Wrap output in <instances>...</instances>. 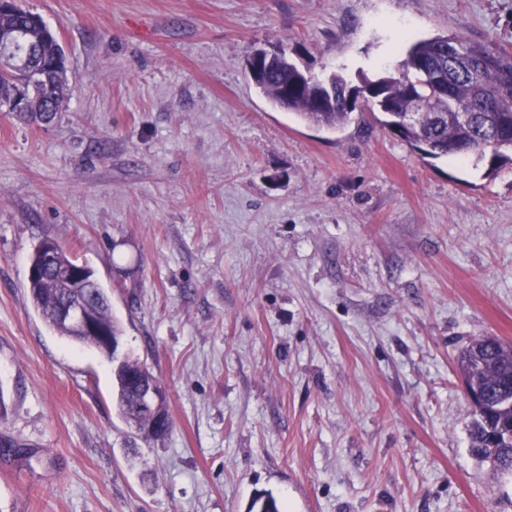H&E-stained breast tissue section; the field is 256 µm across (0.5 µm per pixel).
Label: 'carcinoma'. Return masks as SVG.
<instances>
[{"label":"carcinoma","mask_w":512,"mask_h":512,"mask_svg":"<svg viewBox=\"0 0 512 512\" xmlns=\"http://www.w3.org/2000/svg\"><path fill=\"white\" fill-rule=\"evenodd\" d=\"M15 28L14 57H23L35 41L42 47L54 111H59L66 86V65L57 60L58 44L47 25L31 22L14 27L12 16L0 14V28ZM460 57L462 66L448 65V51ZM24 76L16 71H0V106L9 107L12 88ZM251 81L273 104L298 114L304 120L328 130H338L351 122L354 109L347 106L346 79L333 73L325 78L328 91L306 81H294V66L281 65L251 77ZM357 91L378 122L388 130L400 126L399 139L431 158L473 155L488 160V174L506 161L512 162V52L468 42L458 35H438L411 44L398 68L365 79ZM436 98L433 111L418 126L399 125L400 115L415 99ZM450 112H463L469 119L450 120ZM77 265L63 248H58L57 267L43 277L28 280L30 299L49 328L57 335L89 350L101 351L100 338L89 336L59 322L55 310L69 296L61 269ZM88 300L94 319L103 323L112 338L120 339L123 329L112 314L107 292L97 287ZM466 388L483 393L485 401L475 405V419L469 429V450L494 470L512 475V443L505 435L512 430V345L492 336L470 341L457 362ZM161 392L145 404L150 388ZM164 387L150 368L128 354L114 359L112 396L118 417L130 432L149 445L163 439L155 425L168 415ZM249 512H280L276 498L269 494L252 502Z\"/></svg>","instance_id":"cac0c4a2"}]
</instances>
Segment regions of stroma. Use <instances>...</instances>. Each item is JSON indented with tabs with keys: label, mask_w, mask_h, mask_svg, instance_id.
Wrapping results in <instances>:
<instances>
[{
	"label": "stroma",
	"mask_w": 512,
	"mask_h": 512,
	"mask_svg": "<svg viewBox=\"0 0 512 512\" xmlns=\"http://www.w3.org/2000/svg\"><path fill=\"white\" fill-rule=\"evenodd\" d=\"M66 57L49 126L0 111V512H512L456 358L512 343V164L428 159L368 108L274 106L253 52L395 71L438 34L512 51V0H21ZM91 267L171 434L126 447L112 364L25 289Z\"/></svg>",
	"instance_id": "1"
}]
</instances>
